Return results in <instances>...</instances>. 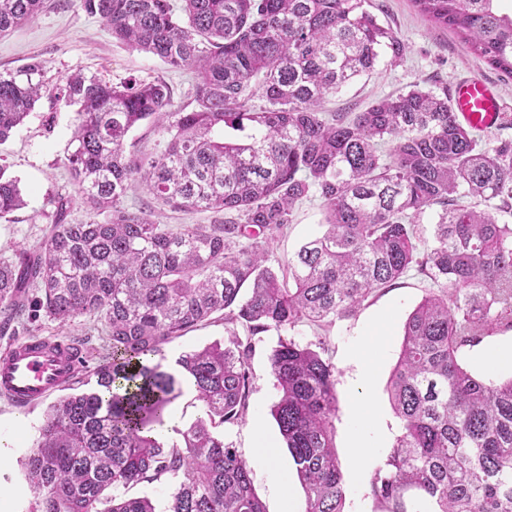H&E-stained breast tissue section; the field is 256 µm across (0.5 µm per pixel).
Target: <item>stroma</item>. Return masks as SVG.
<instances>
[{
    "label": "stroma",
    "instance_id": "obj_1",
    "mask_svg": "<svg viewBox=\"0 0 512 512\" xmlns=\"http://www.w3.org/2000/svg\"><path fill=\"white\" fill-rule=\"evenodd\" d=\"M367 7L380 25L401 40L403 58L393 64L389 53H382L371 75L358 78L329 99L328 111L359 112L372 101L415 84L440 94L457 80L482 77L493 81L504 104V114L512 119V80L473 54L457 34L422 16L413 0H368ZM35 58L47 60L44 80L50 86L79 71L115 85L159 78L172 87L175 103L182 104L187 102L192 84L189 74L113 40L104 22L88 15L78 0H54L51 9L37 20L0 36V71L19 69ZM75 117L73 108L43 97L24 125L0 145V165L19 180L26 200L25 207L0 219V259L13 258L19 249L32 251L38 247L45 228L55 221L57 197L69 200L68 223L90 221L91 213L74 192L65 167ZM323 222L319 200L298 206L287 234L271 243L274 258L282 261L290 257L319 232ZM428 287L422 276L409 273L396 287L366 302L354 316L336 321L326 334L328 355L336 367L335 443L347 482L346 512L373 510L367 496L368 479L400 433V421L391 407L387 386L401 350L404 324ZM27 327L31 336H63L89 348L105 345L100 325L86 317L79 325L63 326L42 315L28 322ZM277 341L273 332L256 338L249 365L252 384L246 418L223 429L225 442L251 459L252 483L268 512H281L284 491H291L296 502L304 500V491L294 479L292 458L271 414L278 392L268 356ZM371 349L376 356L370 375L365 377L356 358ZM360 400L370 404L375 419L364 434L370 453L356 469L352 466L351 447L358 420L355 405ZM47 410L48 405L43 402L21 415L0 396V446L5 449V458L0 461V484L11 490L6 512H30L33 505L34 493L25 479L24 460L35 444ZM260 435L274 446L271 460L253 457Z\"/></svg>",
    "mask_w": 512,
    "mask_h": 512
}]
</instances>
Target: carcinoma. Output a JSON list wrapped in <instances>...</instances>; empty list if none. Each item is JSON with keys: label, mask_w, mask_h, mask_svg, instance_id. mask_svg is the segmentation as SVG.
I'll return each instance as SVG.
<instances>
[{"label": "carcinoma", "mask_w": 512, "mask_h": 512, "mask_svg": "<svg viewBox=\"0 0 512 512\" xmlns=\"http://www.w3.org/2000/svg\"><path fill=\"white\" fill-rule=\"evenodd\" d=\"M79 0L127 48L190 69L189 101L162 79L110 84L69 74L49 89L47 61L0 72V145L49 90L75 107L68 154L75 192L96 216L50 226L38 251L0 261V331L22 323L29 289L62 324H101L108 354L53 402L24 462L32 512H267L247 461L219 428L245 419L256 336L281 335L269 356L271 413L295 465L301 512H345L334 445L336 368L287 334L353 316L411 269L429 292L408 316L388 394L401 434L368 481L374 512H512V377L486 381L464 352L512 329V138L482 143L448 95L415 84L361 112L326 99L375 71L400 40L366 0ZM512 75V13L500 0H413ZM48 0H0V35L34 21ZM148 122L163 146L140 155L129 134ZM140 187L209 224L170 228L125 204ZM320 199L324 232L274 270L270 244L296 203ZM25 205L0 167V217ZM437 214L433 240L420 221ZM227 338L164 349L199 325ZM193 390L201 409L173 435L154 430ZM140 484H166L163 507Z\"/></svg>", "instance_id": "cac0c4a2"}]
</instances>
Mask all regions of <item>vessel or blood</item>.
Returning a JSON list of instances; mask_svg holds the SVG:
<instances>
[{"label": "vessel or blood", "instance_id": "obj_1", "mask_svg": "<svg viewBox=\"0 0 512 512\" xmlns=\"http://www.w3.org/2000/svg\"><path fill=\"white\" fill-rule=\"evenodd\" d=\"M460 120L485 128L495 125L503 105L494 87L481 79H463L450 88ZM83 354L64 340L32 336L11 343L0 354V395L18 411L30 410L71 382Z\"/></svg>", "mask_w": 512, "mask_h": 512}]
</instances>
